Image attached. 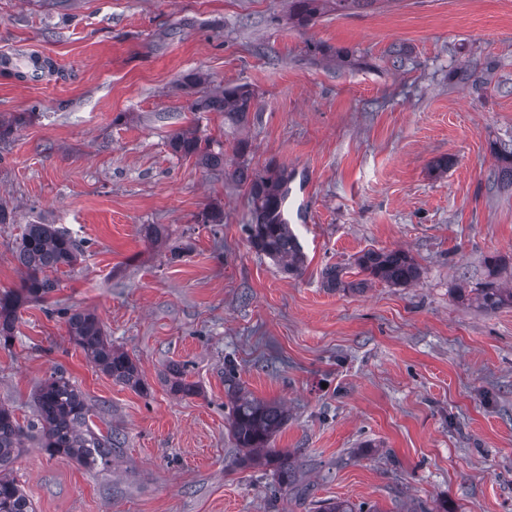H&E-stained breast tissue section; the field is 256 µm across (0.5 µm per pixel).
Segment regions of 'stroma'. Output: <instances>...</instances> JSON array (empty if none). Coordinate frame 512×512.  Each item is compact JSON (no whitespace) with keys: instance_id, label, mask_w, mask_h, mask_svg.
I'll return each instance as SVG.
<instances>
[{"instance_id":"35a3bbf8","label":"stroma","mask_w":512,"mask_h":512,"mask_svg":"<svg viewBox=\"0 0 512 512\" xmlns=\"http://www.w3.org/2000/svg\"><path fill=\"white\" fill-rule=\"evenodd\" d=\"M32 49L58 77L0 68L15 121L0 292L24 276L25 225L69 230L83 252L49 302L95 313L149 385L95 368L48 302L18 310L0 405L30 430L38 387L61 375L90 426L123 440L98 468L25 440L12 475L33 512H512V307L458 296L492 278V256L512 286V0H325L305 24L288 0H0V52ZM241 85L256 104L240 128L192 111L200 91ZM190 126L228 157L248 140L252 171H287L300 273L250 244L248 186L173 154ZM207 209L223 223H198ZM370 249L409 252L419 279L326 288L327 267L357 279ZM176 366L197 395L170 392ZM235 389L285 406L270 445L297 456L309 497L238 464Z\"/></svg>"}]
</instances>
